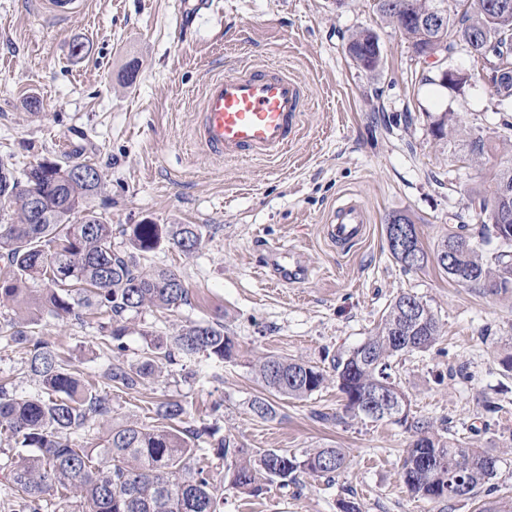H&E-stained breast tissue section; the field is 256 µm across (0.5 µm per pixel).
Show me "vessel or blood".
Here are the masks:
<instances>
[{
	"label": "vessel or blood",
	"instance_id": "obj_1",
	"mask_svg": "<svg viewBox=\"0 0 512 512\" xmlns=\"http://www.w3.org/2000/svg\"><path fill=\"white\" fill-rule=\"evenodd\" d=\"M304 108L305 90L287 70L246 66L208 84L195 138L220 157L275 158L297 142ZM368 222L365 206L352 198L334 209L325 233L333 244L347 246L364 235ZM272 261L282 283L302 278L297 258L276 251Z\"/></svg>",
	"mask_w": 512,
	"mask_h": 512
}]
</instances>
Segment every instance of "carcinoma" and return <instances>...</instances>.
I'll use <instances>...</instances> for the list:
<instances>
[{
	"instance_id": "obj_1",
	"label": "carcinoma",
	"mask_w": 512,
	"mask_h": 512,
	"mask_svg": "<svg viewBox=\"0 0 512 512\" xmlns=\"http://www.w3.org/2000/svg\"><path fill=\"white\" fill-rule=\"evenodd\" d=\"M381 18L397 27L418 58L458 48L480 59L490 71L501 100H512V0H375ZM442 15L435 27L411 21L418 10ZM345 52L357 67L374 72L380 66L378 34L354 32ZM461 132L443 113L432 125L438 138ZM102 173L88 161L44 160L25 172L0 176V301L23 309L21 321L7 322L4 338L23 355L38 390L17 394L0 380V432L11 434L19 451L10 464L18 495L11 512H43L53 497L68 512L76 499L82 512H223L224 485L214 483L196 462L202 432L185 426L187 409L165 399L153 409L152 424L137 420L112 423V400L106 389L116 384L134 389L160 366L204 356L216 363L231 358L234 341L220 323H190L169 336L143 330L139 361L115 359L102 380H84L73 362L54 345L25 330L40 316L77 319L79 311L100 309L112 324L102 327L100 344L107 351L125 350L129 315L143 308L173 312L188 301L181 278L166 268L145 270L138 256L166 241L185 255L203 241L198 224H132L129 250L112 249V225L91 205ZM40 197L44 219L37 223L30 196ZM469 221L456 225L434 249L438 267L460 284L493 295L512 293V243L501 241V225L512 226V166L494 175L490 195L474 191ZM410 265L389 249L404 270L423 269L428 252ZM440 336L432 310L414 295L392 301L375 333L333 361L345 411L373 422L387 420L413 432L400 466L409 491L423 498L452 502L477 496L496 474L498 458L454 437H445L426 419L410 418L411 400L393 377L391 358L431 348ZM266 391L305 399L327 380L320 368L298 359L268 357L256 366ZM99 422L96 444L83 448L72 436ZM224 459V480L243 493H257L278 481L286 486L298 475L333 477L346 466L339 448H319L302 456L278 450L243 447L227 435L217 443ZM461 481L460 495L448 494V483Z\"/></svg>"
}]
</instances>
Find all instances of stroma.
I'll return each instance as SVG.
<instances>
[{
    "label": "stroma",
    "mask_w": 512,
    "mask_h": 512,
    "mask_svg": "<svg viewBox=\"0 0 512 512\" xmlns=\"http://www.w3.org/2000/svg\"><path fill=\"white\" fill-rule=\"evenodd\" d=\"M178 0H87L67 18L49 0H0V158L17 173L38 162L78 156L103 173L93 200L122 250L131 224H198L203 243L190 256L169 244L140 257L183 280L189 301L173 312L131 318L123 360L136 362L140 329L167 336L181 324L221 322L236 344L216 365L198 358L194 379L164 367L138 388H112L115 419L147 420L154 404L181 400L190 425L230 435L248 448L295 455L340 448L349 465L303 489L265 484L255 496L224 490V512H481L483 497L452 504L412 495L399 476L411 437L404 427L344 415L328 384L305 399L269 396L275 414L260 419L253 399L267 396L254 368L268 356L324 370L371 336L385 308L409 293L430 307L441 338L429 350L396 357L393 371L411 414L499 457L493 499L512 500V294H482L435 263L404 271L391 256L385 221L403 212L426 250L466 214L471 188L488 189L512 165V102L496 95L481 61L458 51L442 63L413 57L401 34L381 21L374 0H207L191 28H178ZM380 37L376 72L346 56L352 32ZM80 41L84 52L72 56ZM245 65L277 66L310 90L300 136L282 157L225 159L204 151L193 128L207 81ZM462 71V88L435 80ZM449 115L463 136L436 138L431 123ZM489 143L471 160L468 136ZM354 198L370 217L362 242L332 246L324 226ZM294 253L302 283L274 280L269 252ZM108 313L81 320L43 317L32 336L70 354L98 377L106 353L96 338ZM499 411L490 415L487 402Z\"/></svg>",
    "instance_id": "obj_1"
}]
</instances>
